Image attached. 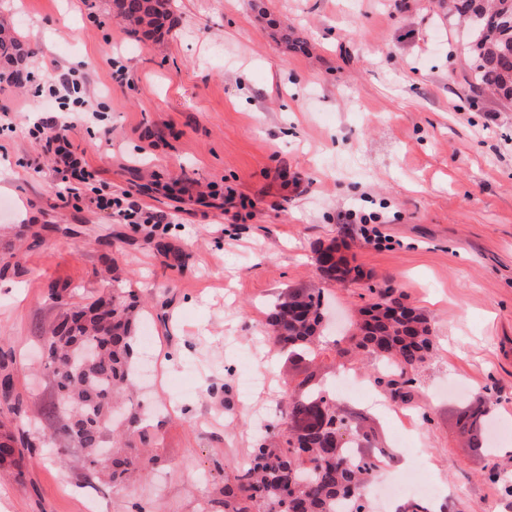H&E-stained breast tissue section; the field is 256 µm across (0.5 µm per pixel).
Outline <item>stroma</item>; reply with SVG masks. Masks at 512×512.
I'll use <instances>...</instances> for the list:
<instances>
[{
    "mask_svg": "<svg viewBox=\"0 0 512 512\" xmlns=\"http://www.w3.org/2000/svg\"><path fill=\"white\" fill-rule=\"evenodd\" d=\"M175 24L144 37L112 0H0L26 63L49 81L76 72L102 111L74 141L98 180L166 229L128 224L87 199L61 203L53 162L28 135L45 117L30 86L0 84L16 129L0 134V254L21 244V275L0 279V353L36 451L0 472V512H200L224 472L281 425L283 396L307 374L374 388L380 367L349 339L371 289L422 310L434 349L406 403L363 413L378 478L415 468L443 512H512V104L469 87L461 44L435 0H173ZM127 83H116L113 65ZM386 239L378 248L370 229ZM338 245L363 277L326 283L318 246ZM67 288L47 298L49 284ZM325 288L329 343L294 362L265 337L293 288ZM134 292L152 344L142 364L146 476L92 479L80 449L43 413L52 384L45 328L101 292ZM260 382L242 393L239 379ZM488 401L502 435L467 447L457 414Z\"/></svg>",
    "mask_w": 512,
    "mask_h": 512,
    "instance_id": "35a3bbf8",
    "label": "stroma"
}]
</instances>
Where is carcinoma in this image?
<instances>
[{"label":"carcinoma","mask_w":512,"mask_h":512,"mask_svg":"<svg viewBox=\"0 0 512 512\" xmlns=\"http://www.w3.org/2000/svg\"><path fill=\"white\" fill-rule=\"evenodd\" d=\"M117 15L153 36L171 23V0H115ZM448 10L467 20L473 40L468 65L473 88L512 103V10H497L487 0H448ZM27 55L17 29L0 20V67L8 71ZM325 281L345 284L362 279V272L339 256L327 268L317 267ZM134 294L100 295L62 315L43 336L47 368L53 378V408L63 413L59 434L69 446L85 452L87 469L99 480L123 487L132 473L148 470L150 459L136 448L141 435L137 411H127L125 428L116 423L123 400L137 373L133 360ZM326 316L323 289L292 291L275 302L267 315V335L274 348L288 357L317 355ZM350 336L355 346L390 366L384 372L394 398L407 400L410 392L402 377L419 368L432 347L427 316L403 306L390 287L366 308ZM0 404L10 415L0 421V468H20L23 451L31 444L22 420L23 402L14 375L0 364ZM336 411V398L310 373L300 388L288 393L283 428L277 439L250 455L251 466L225 473L222 497L211 501L217 512H371L363 490L377 466L336 447L330 427L319 426L320 408ZM488 410L464 411L458 418L460 434L473 448L488 443Z\"/></svg>","instance_id":"carcinoma-1"}]
</instances>
